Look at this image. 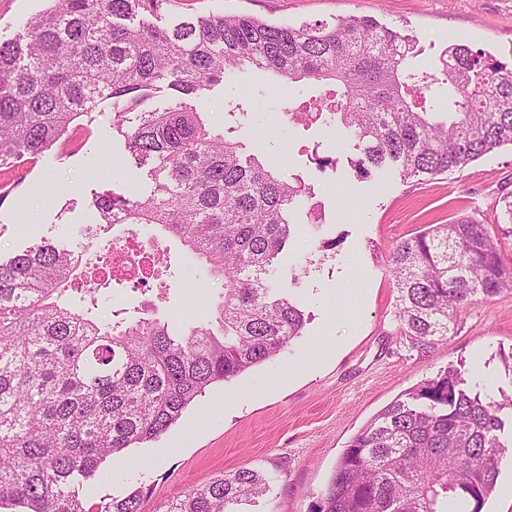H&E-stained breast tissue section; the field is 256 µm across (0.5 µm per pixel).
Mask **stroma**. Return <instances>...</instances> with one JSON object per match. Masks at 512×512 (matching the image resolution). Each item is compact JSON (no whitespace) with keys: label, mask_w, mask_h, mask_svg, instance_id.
Returning <instances> with one entry per match:
<instances>
[{"label":"stroma","mask_w":512,"mask_h":512,"mask_svg":"<svg viewBox=\"0 0 512 512\" xmlns=\"http://www.w3.org/2000/svg\"><path fill=\"white\" fill-rule=\"evenodd\" d=\"M43 7V0H0V41L24 33ZM180 10L278 25L365 16L412 39L423 68L435 67L453 42L512 62V0H182ZM267 85L265 73L245 70L238 82L210 93L208 117L214 127H233L245 153L284 178L302 175L314 189L322 222L310 226L304 209L294 212L296 234L272 277L304 312V330L271 360L211 387L159 441L102 463L90 483L92 501L141 487L153 512L191 486L250 465L274 482L271 501L249 504L247 512H313L352 439L410 388L456 366L482 394L512 395L504 363L512 355V293L458 308L447 340L421 354L396 330L397 290L386 262L398 242L425 225L461 214L496 223L500 198L512 194V146L436 177L406 179L387 168L360 178L349 163L351 142L333 127L305 130L289 122L282 96ZM250 89L261 93L256 110L229 117L223 101ZM320 156L329 167L319 168ZM149 186L121 137L77 127L65 146L0 171V260L51 239L97 262L127 227L82 234V226L97 222L94 194ZM166 245L168 267L149 290L129 283L101 288L102 313L152 304L177 323L188 307L194 319H210L220 284L199 283L182 265L181 243Z\"/></svg>","instance_id":"35a3bbf8"}]
</instances>
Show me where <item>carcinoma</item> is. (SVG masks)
Returning a JSON list of instances; mask_svg holds the SVG:
<instances>
[{
  "label": "carcinoma",
  "instance_id": "carcinoma-1",
  "mask_svg": "<svg viewBox=\"0 0 512 512\" xmlns=\"http://www.w3.org/2000/svg\"><path fill=\"white\" fill-rule=\"evenodd\" d=\"M16 39L0 42V169L68 141L97 111L147 169L150 190L94 199L99 225L151 226L186 247L199 278L224 285L211 323L107 316L70 307L82 258L44 241L0 262V505L22 512H145L148 492L89 503L84 485L109 457L155 441L212 386L278 354L304 313L268 283L293 236L292 211L313 188L243 157L197 102L235 72L302 82L284 112L305 129L336 126L355 141L361 177L394 163L402 177L438 176L512 145V63L466 44L441 66L412 63L401 33L365 16L279 26L247 15L182 14L133 23L178 0H51ZM167 87L164 108H149ZM135 114L130 118L129 114ZM489 226L468 215L400 241L388 267L395 322L411 348L448 338L454 310L512 291V195ZM512 396L497 401L447 371L410 389L352 440L316 512H481L512 452ZM271 477L241 467L191 487L157 512H241Z\"/></svg>",
  "mask_w": 512,
  "mask_h": 512
}]
</instances>
